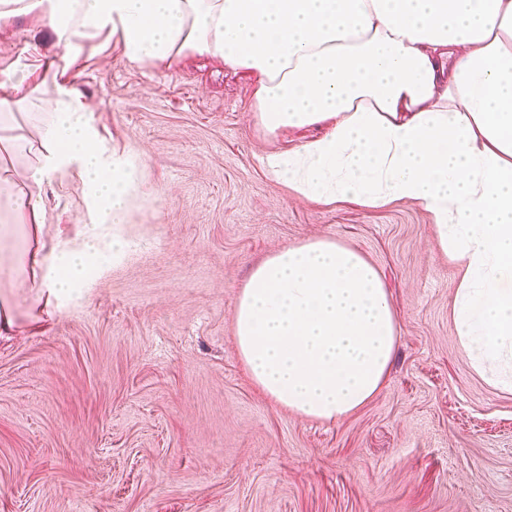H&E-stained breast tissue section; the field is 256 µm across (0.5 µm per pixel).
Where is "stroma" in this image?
Instances as JSON below:
<instances>
[{
    "instance_id": "35a3bbf8",
    "label": "stroma",
    "mask_w": 512,
    "mask_h": 512,
    "mask_svg": "<svg viewBox=\"0 0 512 512\" xmlns=\"http://www.w3.org/2000/svg\"><path fill=\"white\" fill-rule=\"evenodd\" d=\"M66 77L107 146L145 165L117 262L38 311L0 271L17 330L0 335V512H512V392L459 346L461 271L422 206L302 198L267 174L254 80L218 58L127 62L111 34L68 51L37 16L0 34V97L37 64ZM45 251L93 225L76 172L41 187ZM325 238L381 272L399 342L380 392L334 421L299 417L252 382L237 297L271 252Z\"/></svg>"
}]
</instances>
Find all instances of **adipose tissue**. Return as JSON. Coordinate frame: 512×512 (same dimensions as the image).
<instances>
[{
  "mask_svg": "<svg viewBox=\"0 0 512 512\" xmlns=\"http://www.w3.org/2000/svg\"><path fill=\"white\" fill-rule=\"evenodd\" d=\"M39 14L73 48L109 32L133 64L211 56L255 75L253 107L273 149L263 169L318 202L370 209L400 200L432 216L459 266L456 337L475 369L512 390V0H0V28ZM36 140L0 136V164L31 157L30 192L6 190L0 268L35 302L82 287L104 254L129 243L44 254L50 177L76 169L101 224L124 223L141 169L110 151L66 79ZM234 337L252 382L298 416L336 420L377 395L399 329L379 270L357 249L312 239L274 251L238 295Z\"/></svg>",
  "mask_w": 512,
  "mask_h": 512,
  "instance_id": "adipose-tissue-1",
  "label": "adipose tissue"
}]
</instances>
